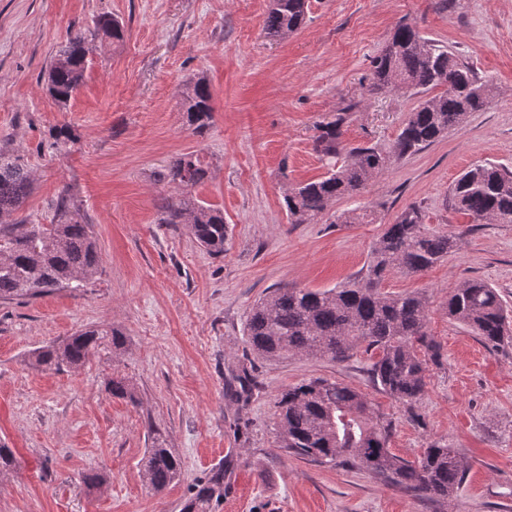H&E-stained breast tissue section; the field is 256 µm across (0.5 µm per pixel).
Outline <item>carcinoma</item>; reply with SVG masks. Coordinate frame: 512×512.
<instances>
[{
  "instance_id": "cac0c4a2",
  "label": "carcinoma",
  "mask_w": 512,
  "mask_h": 512,
  "mask_svg": "<svg viewBox=\"0 0 512 512\" xmlns=\"http://www.w3.org/2000/svg\"><path fill=\"white\" fill-rule=\"evenodd\" d=\"M308 0H270L264 22L272 38L297 31L305 22ZM125 30L114 19L100 20L90 36L104 43L123 41ZM78 31L59 50L47 74V88L66 103L83 83L92 65ZM403 87L420 97L390 150L377 147L346 149L342 141L345 112L317 124L313 150L324 162L323 176L287 190L284 200L293 224H304L340 197L358 195L387 167L391 158L415 154L451 129L470 112L485 109L493 82L479 76L447 46L420 34L412 24H401L385 49L372 60L369 92L378 94ZM187 122L199 135L213 122V95L200 77L182 91ZM208 166L197 151L175 157L163 180L185 191L203 183ZM33 180L16 159L0 152V300L49 293L59 288H84L99 273L102 257L91 230L70 199L63 195L54 224H3L31 194ZM453 209L475 224H512V170L476 165L451 185ZM162 224H182L212 255L224 254L229 225L211 205L186 195L164 201ZM460 235L431 230L423 224L416 205L406 207L387 225L372 248L364 277L324 291L274 288L253 308L245 336L253 354L279 359L290 354L347 360L365 345L373 353L370 376L376 386L402 404L413 419L426 388L429 364L439 362L437 347L425 331V302L414 294L390 296L379 292L391 272L427 271L458 250ZM448 318L468 327L492 347L512 342V317L496 288L481 279H467L448 295ZM426 351L418 355L416 346ZM125 346L122 332L109 326L84 328L65 340L35 350V368L77 369L93 360L109 359ZM242 393L257 389L252 367L242 364L237 376ZM108 390L135 400V387L124 377H113ZM278 437L287 451L321 465L341 464L366 470L387 484L419 497L447 498L465 479V465L448 443L434 441L421 458L408 462L388 448L392 423L379 417L371 402L349 386L324 378L304 381L277 397ZM143 477L159 492L180 476V459L168 448L164 433L149 427ZM224 499V464L209 470L191 487L182 512H213Z\"/></svg>"
}]
</instances>
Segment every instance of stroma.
Listing matches in <instances>:
<instances>
[{
	"mask_svg": "<svg viewBox=\"0 0 512 512\" xmlns=\"http://www.w3.org/2000/svg\"><path fill=\"white\" fill-rule=\"evenodd\" d=\"M269 0H0V151L20 158L33 191L11 223L51 224L68 194L102 253L97 278L0 303V443L15 469L0 476V512H181L189 487L228 458L214 512H512V345L498 349L449 319L448 294L467 279L497 288L512 310V224H475L448 200L472 166L512 167V0H309L304 25L283 39L263 30ZM118 18L115 46L90 40L93 63L69 102L46 91L47 71L77 31ZM450 47L495 93L421 151L392 160L358 197L337 199L310 223L288 219L289 186L325 172L315 126L345 112L346 146L391 147L418 104L370 95L371 62L399 23ZM205 78L213 124L186 122L184 84ZM67 126L74 139L56 149ZM201 151L211 172L190 189L224 214L230 242L203 250L184 226L159 223L174 190L159 176L173 157ZM429 229L460 234L456 252L424 273L387 275L381 290L414 293L440 347L411 419L368 376L371 356L342 362L291 355L253 359L260 386L248 402L231 388L249 349L251 306L280 286L326 290L363 276L387 224L409 205ZM355 208L369 224H344ZM118 328L124 351L80 369L42 370L29 354L91 326ZM115 374L135 400L106 388ZM322 377L364 394L394 423L390 449L420 458L447 441L467 474L445 500L414 498L364 470L289 454L277 440L276 399ZM181 460L164 490L142 475L149 426ZM107 482L90 488L86 474Z\"/></svg>",
	"mask_w": 512,
	"mask_h": 512,
	"instance_id": "1",
	"label": "stroma"
}]
</instances>
